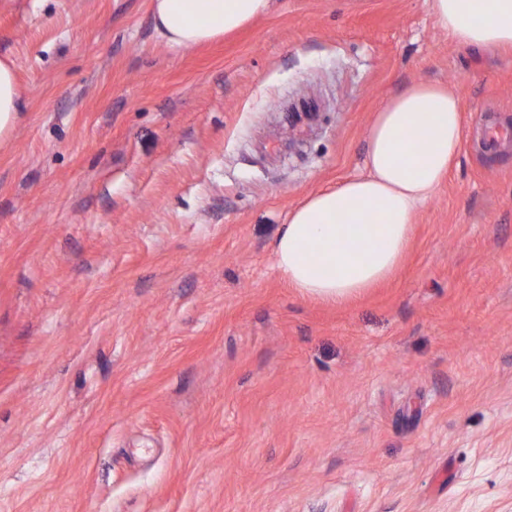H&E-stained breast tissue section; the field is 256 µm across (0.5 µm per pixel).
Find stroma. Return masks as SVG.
I'll return each mask as SVG.
<instances>
[{
  "label": "stroma",
  "mask_w": 512,
  "mask_h": 512,
  "mask_svg": "<svg viewBox=\"0 0 512 512\" xmlns=\"http://www.w3.org/2000/svg\"><path fill=\"white\" fill-rule=\"evenodd\" d=\"M0 59V512H512V51L427 0H276L192 50L149 0H0ZM426 80L465 138L399 273L300 295L289 212ZM21 112L16 69L13 62L0 59V139L7 138Z\"/></svg>",
  "instance_id": "stroma-1"
}]
</instances>
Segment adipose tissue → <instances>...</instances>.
Here are the masks:
<instances>
[{
    "label": "adipose tissue",
    "mask_w": 512,
    "mask_h": 512,
    "mask_svg": "<svg viewBox=\"0 0 512 512\" xmlns=\"http://www.w3.org/2000/svg\"><path fill=\"white\" fill-rule=\"evenodd\" d=\"M428 2L438 29L457 45L512 49V0ZM270 8L271 0H150L156 31L178 49L220 40ZM20 110L15 66L0 59V139ZM463 139L461 102L451 88L420 81L395 94L369 128L367 175L316 192L292 212L275 247L289 286L338 304L388 281Z\"/></svg>",
    "instance_id": "adipose-tissue-1"
}]
</instances>
